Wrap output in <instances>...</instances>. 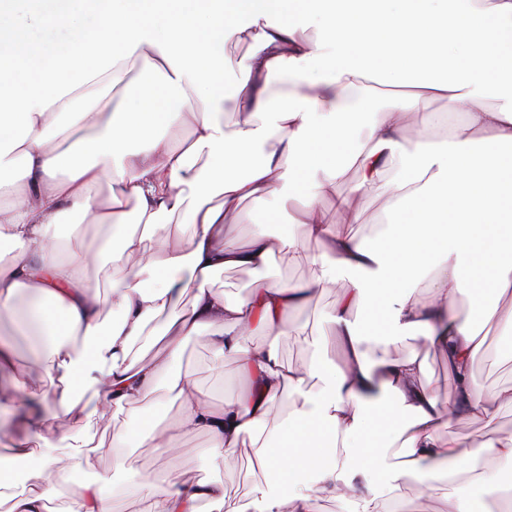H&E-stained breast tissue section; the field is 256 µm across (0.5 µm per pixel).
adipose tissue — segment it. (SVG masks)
Here are the masks:
<instances>
[{
  "instance_id": "obj_1",
  "label": "adipose tissue",
  "mask_w": 512,
  "mask_h": 512,
  "mask_svg": "<svg viewBox=\"0 0 512 512\" xmlns=\"http://www.w3.org/2000/svg\"><path fill=\"white\" fill-rule=\"evenodd\" d=\"M504 24H512V0H306L295 15L277 13L268 0H252L245 11L234 0H0V171L10 174L0 179V240L12 245L10 260L0 263V309L13 311L19 295L30 297L24 325L51 340L46 370L57 383L50 402L80 423L79 389L96 390L94 411L102 416L162 389L179 401L180 415L139 431L140 443L173 457L179 440L200 432L221 456L248 442L258 446L252 467L263 479L248 502H227L223 481L186 486L172 474L140 487L138 512H199L202 501L211 512H317L318 501L347 497L358 512H392L405 476L423 487L416 512H427L442 485L448 512H512V482L492 480L512 467V436L441 439L443 409L419 355L367 351L372 342L389 347L421 337L454 379L446 410L490 425L502 404L512 405V388L487 396L471 377L485 345L481 322L512 328V226L503 220L512 213V56L496 49ZM27 28L64 31L68 40L37 52L23 36ZM231 39L249 47L238 67L224 54ZM133 59L144 62L139 91L113 102L112 88ZM372 74L395 88L387 111L348 109ZM287 76L315 86V94L279 104L271 89ZM220 78L235 92L239 120L230 132L221 103L194 102ZM493 89L499 103L489 108L484 100ZM157 93L180 104L160 126L148 110ZM432 99L464 119L441 141L426 130ZM408 113L425 127L410 144L400 138ZM61 121L83 132L65 165L47 147L48 131ZM185 125L191 135L184 146L177 136ZM355 129L368 148L353 156L360 178L338 201L343 220L334 224L318 201L332 192L336 159ZM274 138L277 154L266 149ZM394 159L413 170V188L388 182ZM314 163L326 176L296 208L297 234L274 241L256 233L240 242L227 214L247 199L288 201L298 171ZM104 183L109 202L94 207L93 192ZM377 193L392 194L406 220L382 225L381 244L371 247L350 226ZM215 195L221 202L213 206ZM177 215L186 216L187 234L171 233ZM66 222L74 231L63 259L47 234ZM85 223L107 228L97 247L86 245ZM311 241L320 246L312 257L315 282H271L235 302L210 286L217 271L260 273L274 252L292 256ZM116 249L133 263L116 267L103 294L88 270L106 265ZM481 252L492 259L482 281ZM337 276L349 283L327 317L340 363L324 360L315 336L301 366L253 345L257 332L287 333L288 313ZM481 288L494 294V307L477 323L459 317L461 297ZM108 309L118 317L107 325ZM169 310L174 316L158 331V348L129 361L145 329ZM199 335L253 380L218 409L189 376L170 370ZM312 377L316 389L302 391ZM288 390L299 391L300 404L279 429L263 433L269 404ZM369 434L388 448L402 444L401 461L373 455L363 442ZM106 450L101 441L87 453L60 456L47 441L40 466L20 475L0 468V482L13 488L8 512H50L56 501L61 512H107L104 482L94 475ZM78 471L90 480L74 481ZM473 484L488 487V503H475Z\"/></svg>"
}]
</instances>
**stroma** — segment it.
<instances>
[{
  "label": "stroma",
  "mask_w": 512,
  "mask_h": 512,
  "mask_svg": "<svg viewBox=\"0 0 512 512\" xmlns=\"http://www.w3.org/2000/svg\"><path fill=\"white\" fill-rule=\"evenodd\" d=\"M239 209L244 215L242 237H249L257 231L282 236L296 230L295 225L289 222L288 213L276 208L273 203L246 200L240 204ZM315 275L314 267L304 257L291 259L287 254L277 253L263 273L230 269L217 273L212 280V287L223 293L227 300L237 301L249 298L254 289L264 282L295 284L312 280ZM347 286V280L339 279L331 287L314 289L306 305L289 313V323L302 328L303 335L322 333L324 315L335 307ZM484 331L487 351L475 358L472 377L484 393L490 394L512 386V342H503L504 331L497 323H488ZM1 339L12 345L17 362L24 365L29 379L39 387L40 392L23 402H13L12 375L0 371V458L12 457L13 444L23 432L21 422L31 414L46 415L43 435L51 443L60 445L65 439L75 437L72 415L58 406H44L41 401V392L52 388L51 380L33 336L19 327L15 315L0 313ZM414 351L425 359V376L436 388L439 404L447 405L454 381L448 373L445 360L438 353L422 348L419 340L412 338L386 351L379 347L373 348L372 353L379 356L387 352L392 357L401 358ZM175 368L191 372L209 404L216 408L223 406L226 398L240 394L247 386L237 361L218 357L200 337L184 345ZM178 413V400L158 394L127 407L115 417L93 419L92 431L107 440L121 431L132 436L145 425L171 422L177 418ZM180 446L181 453L174 460L162 455L159 449L134 445L126 448L127 462L122 467H115L112 457L100 458L98 471L108 479V507L113 512H133L138 489L171 472L178 474L180 480L188 485L200 480H222L225 494L233 502L247 497L254 481L250 473L255 453L252 445H244L234 455L223 459L214 458L210 439L203 433L185 437Z\"/></svg>",
  "instance_id": "35a3bbf8"
}]
</instances>
